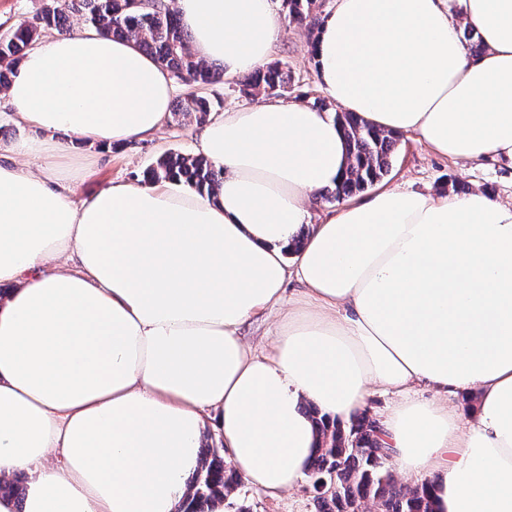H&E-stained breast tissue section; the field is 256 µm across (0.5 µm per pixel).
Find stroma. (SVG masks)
I'll return each instance as SVG.
<instances>
[{"mask_svg":"<svg viewBox=\"0 0 512 512\" xmlns=\"http://www.w3.org/2000/svg\"><path fill=\"white\" fill-rule=\"evenodd\" d=\"M313 40L314 36L306 26L283 23L271 58L287 63L290 70L292 81L285 94L286 99L300 100L307 95L321 98L325 95L310 53ZM198 128L196 122L170 118L154 138L135 140L107 150L78 140L71 142L70 155L63 159V166L77 172L90 157L98 159L90 174L72 177V199L88 198L114 181L137 183L144 170L163 154L193 153ZM455 181L469 190L485 189L504 198L512 197L511 165L492 159L457 164L436 155L416 136L408 134L400 136L392 168L382 183L445 195L450 193L451 184ZM230 499L248 506L250 512H316L313 493L303 484L292 491L272 496L244 483L231 493Z\"/></svg>","mask_w":512,"mask_h":512,"instance_id":"35a3bbf8","label":"stroma"}]
</instances>
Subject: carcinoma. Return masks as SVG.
<instances>
[{
  "label": "carcinoma",
  "instance_id": "carcinoma-1",
  "mask_svg": "<svg viewBox=\"0 0 512 512\" xmlns=\"http://www.w3.org/2000/svg\"><path fill=\"white\" fill-rule=\"evenodd\" d=\"M285 17L314 30L320 25L317 0H281ZM78 19L102 35L132 38L175 78L187 85L206 86L223 77V69L197 59L189 48V36L176 12L165 0L135 7L131 0H45L41 11L29 22L0 36V89L8 86L23 55L45 28L67 33ZM291 76L286 66L271 62L240 82L249 95L263 90L276 93L288 88ZM172 112L196 122L212 112L211 101L190 91L177 99ZM348 154V168L322 199L332 203L354 197L380 182L390 171L398 135L378 129L352 112H335ZM146 181L184 183L194 191L212 193L223 180V171L205 158L165 154L143 172ZM308 411L320 432L321 446L310 469L314 482L316 512H356L372 503L377 512H434L432 482L413 489L398 483L379 443L381 430L366 414L348 422H330L317 408ZM193 494L184 512H209L217 497H228L241 478L224 464L216 451L202 449L200 471L191 479Z\"/></svg>",
  "mask_w": 512,
  "mask_h": 512
}]
</instances>
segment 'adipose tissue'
I'll return each instance as SVG.
<instances>
[{
	"label": "adipose tissue",
	"mask_w": 512,
	"mask_h": 512,
	"mask_svg": "<svg viewBox=\"0 0 512 512\" xmlns=\"http://www.w3.org/2000/svg\"><path fill=\"white\" fill-rule=\"evenodd\" d=\"M175 7L228 75L266 64L281 30L271 0ZM312 53L343 111L457 163H512V0H336ZM175 95L152 55L91 28L31 48L0 95L39 133L0 158V478H26L0 512H179L208 427L246 483L283 493L320 446L305 405L346 422L379 391L398 397L381 443L404 479H432L434 512H512V201L388 187L312 218L345 140L283 99L200 126L215 193L113 182L73 201L63 135L153 137ZM280 303L254 348L243 327Z\"/></svg>",
	"instance_id": "obj_1"
}]
</instances>
